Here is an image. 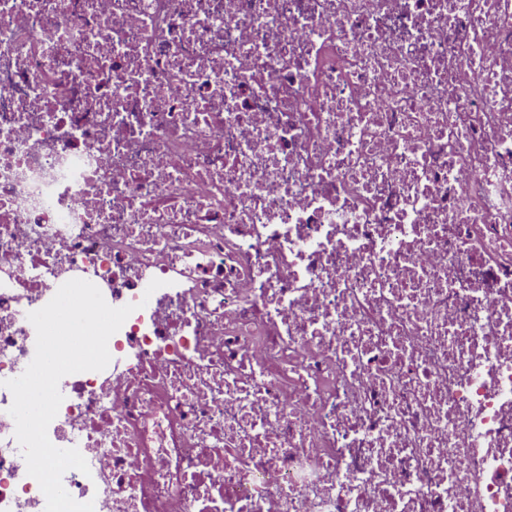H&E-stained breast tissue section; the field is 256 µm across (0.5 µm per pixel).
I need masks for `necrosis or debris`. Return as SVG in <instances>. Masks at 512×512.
Returning a JSON list of instances; mask_svg holds the SVG:
<instances>
[{
  "mask_svg": "<svg viewBox=\"0 0 512 512\" xmlns=\"http://www.w3.org/2000/svg\"><path fill=\"white\" fill-rule=\"evenodd\" d=\"M76 278L94 512H512V0H0V512Z\"/></svg>",
  "mask_w": 512,
  "mask_h": 512,
  "instance_id": "necrosis-or-debris-1",
  "label": "necrosis or debris"
}]
</instances>
